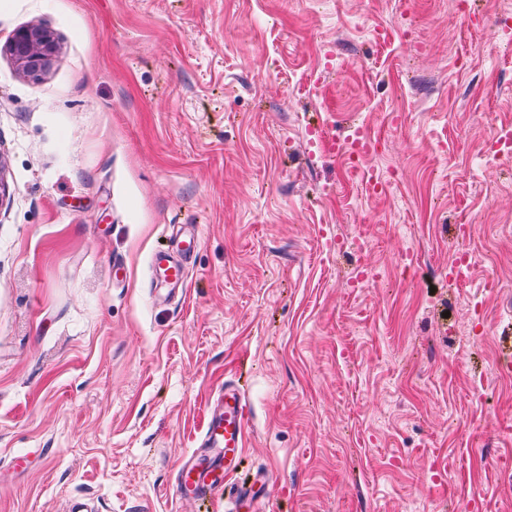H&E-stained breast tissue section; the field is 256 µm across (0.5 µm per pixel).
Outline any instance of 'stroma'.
I'll list each match as a JSON object with an SVG mask.
<instances>
[{
  "label": "stroma",
  "mask_w": 512,
  "mask_h": 512,
  "mask_svg": "<svg viewBox=\"0 0 512 512\" xmlns=\"http://www.w3.org/2000/svg\"><path fill=\"white\" fill-rule=\"evenodd\" d=\"M506 14L0 0V512H224L174 479L234 376L244 466L272 477L260 512H512V149L486 153L512 132ZM31 26L58 46L36 81L8 50ZM316 122L380 139L361 166L387 192ZM173 224L201 246L158 300Z\"/></svg>",
  "instance_id": "stroma-1"
}]
</instances>
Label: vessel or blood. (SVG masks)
<instances>
[{
	"instance_id": "obj_1",
	"label": "vessel or blood",
	"mask_w": 512,
	"mask_h": 512,
	"mask_svg": "<svg viewBox=\"0 0 512 512\" xmlns=\"http://www.w3.org/2000/svg\"><path fill=\"white\" fill-rule=\"evenodd\" d=\"M200 236L192 231L179 237L172 250L156 252L152 257L155 281L166 286L184 284L187 259L198 247ZM248 434L247 405L242 388L225 383L216 403L206 410L202 448L212 449V456L192 452L188 462L180 464L175 475L178 497L204 500L224 494L231 505L244 498L261 503L262 497L253 489L234 484L233 479L243 464Z\"/></svg>"
}]
</instances>
